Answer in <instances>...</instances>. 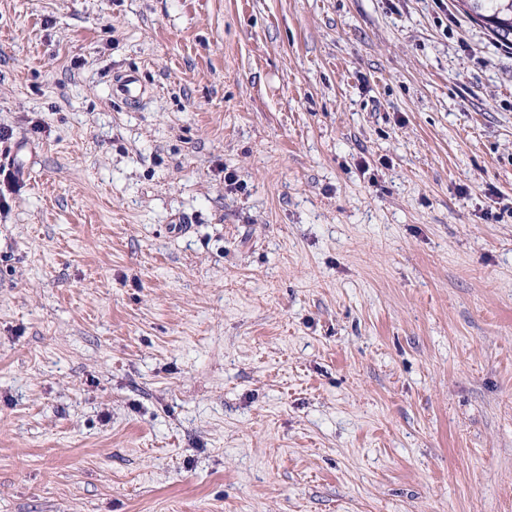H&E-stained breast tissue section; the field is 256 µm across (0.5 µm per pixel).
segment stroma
Wrapping results in <instances>:
<instances>
[{
  "mask_svg": "<svg viewBox=\"0 0 512 512\" xmlns=\"http://www.w3.org/2000/svg\"><path fill=\"white\" fill-rule=\"evenodd\" d=\"M0 127V512H512V48L454 0H0ZM144 93V84L136 72L130 71L113 77L111 95L120 99L128 108L139 104Z\"/></svg>",
  "mask_w": 512,
  "mask_h": 512,
  "instance_id": "35a3bbf8",
  "label": "stroma"
}]
</instances>
